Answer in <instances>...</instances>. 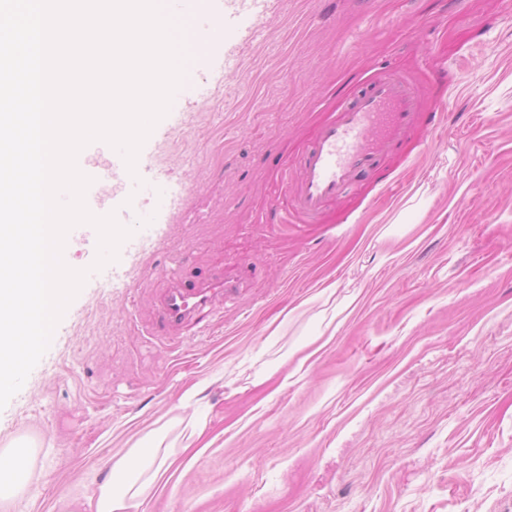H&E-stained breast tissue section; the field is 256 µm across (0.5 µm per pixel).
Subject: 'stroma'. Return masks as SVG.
Here are the masks:
<instances>
[{
  "mask_svg": "<svg viewBox=\"0 0 512 512\" xmlns=\"http://www.w3.org/2000/svg\"><path fill=\"white\" fill-rule=\"evenodd\" d=\"M220 23L139 160L171 248L119 252L129 285L107 288L96 229L71 230L90 275L0 410V453L29 459L0 512H91L110 456L148 434L180 466L139 512H512V0H266ZM383 70L447 124L421 113L317 223H279L277 168ZM85 163L88 209L127 224L111 154ZM178 273L239 287L189 348L140 327ZM193 411L207 428L184 450Z\"/></svg>",
  "mask_w": 512,
  "mask_h": 512,
  "instance_id": "35a3bbf8",
  "label": "stroma"
}]
</instances>
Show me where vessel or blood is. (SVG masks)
<instances>
[{"mask_svg":"<svg viewBox=\"0 0 512 512\" xmlns=\"http://www.w3.org/2000/svg\"><path fill=\"white\" fill-rule=\"evenodd\" d=\"M419 109L420 101L403 74L387 70L368 79L350 102L320 125L300 157L298 176L285 191V217L317 222L327 206L401 147ZM235 293V286L220 274L179 280L157 294L155 318L144 331L156 341H166L171 331L198 327Z\"/></svg>","mask_w":512,"mask_h":512,"instance_id":"b4317fda","label":"vessel or blood"}]
</instances>
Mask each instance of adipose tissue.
Returning a JSON list of instances; mask_svg holds the SVG:
<instances>
[{
    "label": "adipose tissue",
    "instance_id": "ef3b65f1",
    "mask_svg": "<svg viewBox=\"0 0 512 512\" xmlns=\"http://www.w3.org/2000/svg\"><path fill=\"white\" fill-rule=\"evenodd\" d=\"M176 462V454L160 452L150 438H141L112 463L109 477L98 485L94 512H138L154 489L167 484Z\"/></svg>",
    "mask_w": 512,
    "mask_h": 512
}]
</instances>
